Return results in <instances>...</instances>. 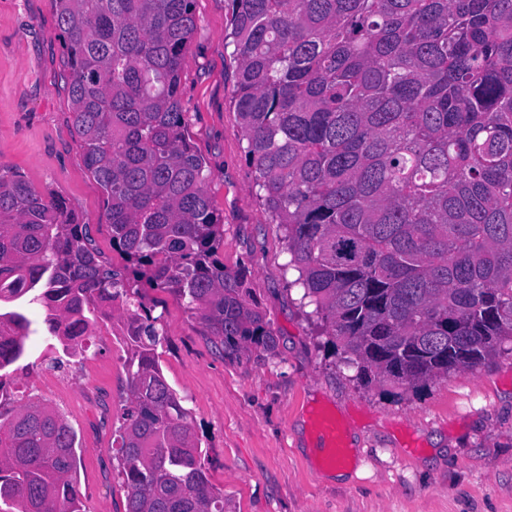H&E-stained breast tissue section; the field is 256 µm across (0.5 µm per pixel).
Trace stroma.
I'll return each instance as SVG.
<instances>
[{
	"instance_id": "obj_1",
	"label": "stroma",
	"mask_w": 512,
	"mask_h": 512,
	"mask_svg": "<svg viewBox=\"0 0 512 512\" xmlns=\"http://www.w3.org/2000/svg\"><path fill=\"white\" fill-rule=\"evenodd\" d=\"M194 13L179 87L188 135L224 218V266L244 273L277 350L248 344L225 357L182 302L143 281L137 288L159 319L158 361L191 414L226 512H512V352L412 388L359 376L303 304L283 231L256 196L231 106L225 0H194ZM72 110L52 0H0V165L67 199L102 259L120 269L101 191L71 135ZM126 359L121 338L98 324L69 363L57 369L44 358L0 396L2 411L39 401L76 431L83 512L126 509L112 452ZM321 409L335 416L348 449L341 481L315 452Z\"/></svg>"
}]
</instances>
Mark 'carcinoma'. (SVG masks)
Instances as JSON below:
<instances>
[{
  "label": "carcinoma",
  "instance_id": "1",
  "mask_svg": "<svg viewBox=\"0 0 512 512\" xmlns=\"http://www.w3.org/2000/svg\"><path fill=\"white\" fill-rule=\"evenodd\" d=\"M72 133L99 185L100 260L69 202L0 166V388L32 336L124 312L127 399L113 444L126 512H224L130 280L173 295L231 357L273 353L178 95L194 0H55ZM231 104L257 196L303 298L365 378L414 386L512 344V0H227ZM77 434L41 404L0 412V505L82 512Z\"/></svg>",
  "mask_w": 512,
  "mask_h": 512
}]
</instances>
